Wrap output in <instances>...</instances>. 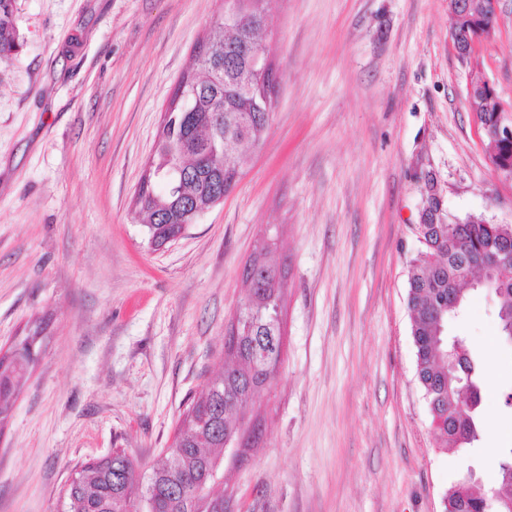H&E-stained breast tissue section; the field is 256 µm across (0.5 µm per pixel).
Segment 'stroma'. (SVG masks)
Masks as SVG:
<instances>
[{
  "instance_id": "stroma-1",
  "label": "stroma",
  "mask_w": 512,
  "mask_h": 512,
  "mask_svg": "<svg viewBox=\"0 0 512 512\" xmlns=\"http://www.w3.org/2000/svg\"><path fill=\"white\" fill-rule=\"evenodd\" d=\"M224 0H15L0 58V353L39 351L0 421V512H62L76 467L149 466L225 364L262 238L285 271L280 374L224 455V512H443L466 470L512 447L498 301L448 324L483 358L482 439L439 448L407 308L415 226L512 225V179L467 106L448 0H273L269 127L222 203L150 245L135 193L177 78ZM478 76L512 111V0ZM14 12L15 0H0V57L13 55L20 47Z\"/></svg>"
}]
</instances>
